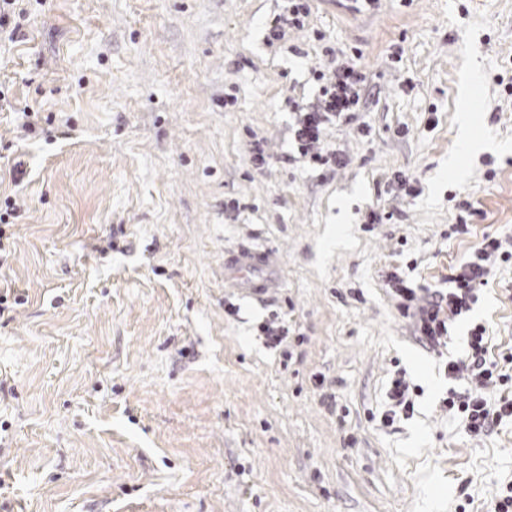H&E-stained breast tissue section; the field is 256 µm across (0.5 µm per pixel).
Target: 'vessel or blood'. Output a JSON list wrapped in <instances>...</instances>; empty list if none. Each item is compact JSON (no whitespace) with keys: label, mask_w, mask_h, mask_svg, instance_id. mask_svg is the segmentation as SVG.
<instances>
[{"label":"vessel or blood","mask_w":512,"mask_h":512,"mask_svg":"<svg viewBox=\"0 0 512 512\" xmlns=\"http://www.w3.org/2000/svg\"><path fill=\"white\" fill-rule=\"evenodd\" d=\"M281 279L280 267L267 252L247 247L224 256V281L243 295L263 297L276 288Z\"/></svg>","instance_id":"obj_1"}]
</instances>
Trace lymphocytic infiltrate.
Segmentation results:
<instances>
[{"label":"lymphocytic infiltrate","mask_w":512,"mask_h":512,"mask_svg":"<svg viewBox=\"0 0 512 512\" xmlns=\"http://www.w3.org/2000/svg\"><path fill=\"white\" fill-rule=\"evenodd\" d=\"M318 83L314 100L294 105L292 141L301 157L336 168L345 159L337 151L323 148L321 137L327 126L351 121L360 108L364 75L348 59L331 62L328 70L313 69ZM512 260V238L485 236L482 243L460 263L450 266L447 285L425 288L398 274L387 277L400 313L408 318L418 340L432 350L447 347L452 327L466 318L479 301V291L488 283L497 262ZM445 370L450 387L443 409L455 415L465 432L481 437L506 420H512V395L504 388L512 376L504 373L491 356L489 330L485 323H471L463 357L448 360ZM498 398H491V391Z\"/></svg>","instance_id":"f902f5d3"}]
</instances>
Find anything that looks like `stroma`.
<instances>
[{
    "label": "stroma",
    "instance_id": "obj_1",
    "mask_svg": "<svg viewBox=\"0 0 512 512\" xmlns=\"http://www.w3.org/2000/svg\"><path fill=\"white\" fill-rule=\"evenodd\" d=\"M310 5L271 44L285 0H22L24 36L0 43V288L26 298L0 319V512H487L512 485V422L472 438L441 410L442 360L387 286L439 285L512 236V0ZM329 48L366 76L325 132L333 171L287 157ZM26 108L58 138L20 140ZM240 246L281 267L269 297L225 287ZM472 317L512 355V263ZM400 369L415 414L386 427Z\"/></svg>",
    "mask_w": 512,
    "mask_h": 512
}]
</instances>
